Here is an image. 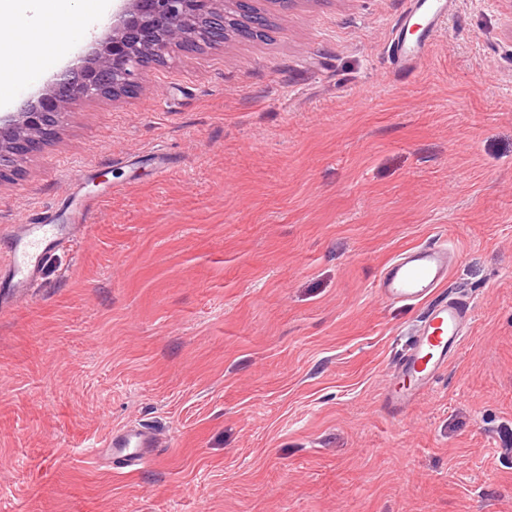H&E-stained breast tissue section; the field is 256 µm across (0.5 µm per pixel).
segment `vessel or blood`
Returning <instances> with one entry per match:
<instances>
[{"label":"vessel or blood","mask_w":512,"mask_h":512,"mask_svg":"<svg viewBox=\"0 0 512 512\" xmlns=\"http://www.w3.org/2000/svg\"><path fill=\"white\" fill-rule=\"evenodd\" d=\"M448 14L447 0H407L396 24L397 29L414 26L423 19L424 40L398 42V56L412 63L426 55L427 38L437 32ZM84 216L73 211L70 223L56 224L42 219L35 224L19 225L7 265H0V284L15 292L26 293L38 287L46 254L53 248L72 242V231L81 226ZM455 255L453 248L434 242L400 252L385 266L378 284V298L389 303H428L424 321L415 331L409 347L395 363L403 381L386 390L381 403L387 413L397 415L436 383L457 353L472 321L470 305L463 300L441 299L437 290L446 282ZM112 457L128 467L137 465L156 447L147 431L125 427L112 432L106 440Z\"/></svg>","instance_id":"1"}]
</instances>
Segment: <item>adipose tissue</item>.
Wrapping results in <instances>:
<instances>
[{"mask_svg": "<svg viewBox=\"0 0 512 512\" xmlns=\"http://www.w3.org/2000/svg\"><path fill=\"white\" fill-rule=\"evenodd\" d=\"M112 9V0H0V110L45 69L55 67V50L73 22L93 27ZM30 64L18 66V51Z\"/></svg>", "mask_w": 512, "mask_h": 512, "instance_id": "adipose-tissue-1", "label": "adipose tissue"}]
</instances>
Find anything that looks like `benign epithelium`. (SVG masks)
<instances>
[{
  "label": "benign epithelium",
  "mask_w": 512,
  "mask_h": 512,
  "mask_svg": "<svg viewBox=\"0 0 512 512\" xmlns=\"http://www.w3.org/2000/svg\"><path fill=\"white\" fill-rule=\"evenodd\" d=\"M241 0H119L112 8L109 34L94 41L89 53L61 73L48 90L20 111L0 115V178L55 135L60 119L75 99L103 96L95 75L111 76L112 96L136 92L145 69L179 53L206 47L212 15H224L225 28L248 24Z\"/></svg>",
  "instance_id": "benign-epithelium-1"
}]
</instances>
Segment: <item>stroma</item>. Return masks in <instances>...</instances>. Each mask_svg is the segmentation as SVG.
<instances>
[{
	"instance_id": "1",
	"label": "stroma",
	"mask_w": 512,
	"mask_h": 512,
	"mask_svg": "<svg viewBox=\"0 0 512 512\" xmlns=\"http://www.w3.org/2000/svg\"><path fill=\"white\" fill-rule=\"evenodd\" d=\"M266 37L73 101L0 179L15 225L85 221L0 288V512H512V0H252ZM446 240L473 321L403 416L380 393L423 304L375 296ZM160 446L133 467L105 441ZM448 15V2L446 0H407L405 8L396 24V39L398 57L401 60L413 63L426 55L429 49L428 40L437 32ZM422 18L425 24L421 27L425 32L421 41L409 45L402 40L399 42V33L405 28L414 26L415 20ZM112 448V458L125 467L137 465L150 451L157 448L155 438L147 431L136 427H125L113 431L106 440Z\"/></svg>"
}]
</instances>
